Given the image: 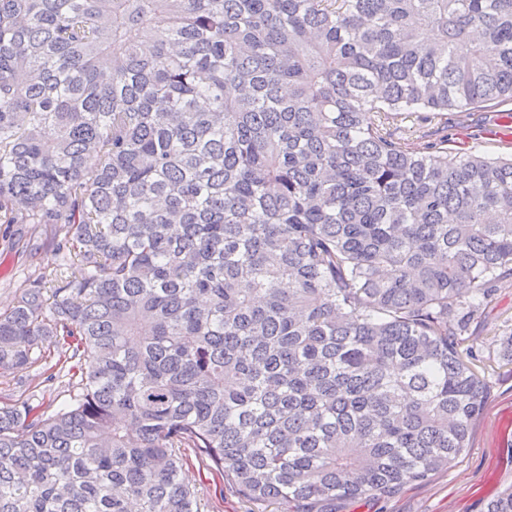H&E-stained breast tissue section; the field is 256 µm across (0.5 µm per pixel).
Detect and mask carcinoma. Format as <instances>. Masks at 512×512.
Here are the masks:
<instances>
[{
  "instance_id": "cac0c4a2",
  "label": "carcinoma",
  "mask_w": 512,
  "mask_h": 512,
  "mask_svg": "<svg viewBox=\"0 0 512 512\" xmlns=\"http://www.w3.org/2000/svg\"><path fill=\"white\" fill-rule=\"evenodd\" d=\"M512 103V0H0V219L60 285L69 401L0 407V512H336L450 467L485 404L474 328L512 279V159L398 112ZM482 512H512V486ZM181 476L199 496L203 512H245L246 506L208 462L188 449Z\"/></svg>"
}]
</instances>
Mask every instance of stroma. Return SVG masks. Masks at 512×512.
<instances>
[{"label": "stroma", "mask_w": 512, "mask_h": 512, "mask_svg": "<svg viewBox=\"0 0 512 512\" xmlns=\"http://www.w3.org/2000/svg\"><path fill=\"white\" fill-rule=\"evenodd\" d=\"M397 126L419 131L425 142L447 140L457 152L512 155V108L479 112L410 114ZM25 228L0 224V313L16 303L28 278L53 275L58 253L24 246ZM485 407L474 424L470 446L448 469L428 481L408 485L391 497L343 504V512H480L512 484V365H494L488 375ZM68 364L59 360L57 339L45 337L29 364L0 374V406L28 404L47 413L59 411L69 399ZM181 476L198 494L203 512H246L245 504L207 461L186 451Z\"/></svg>", "instance_id": "35a3bbf8"}]
</instances>
